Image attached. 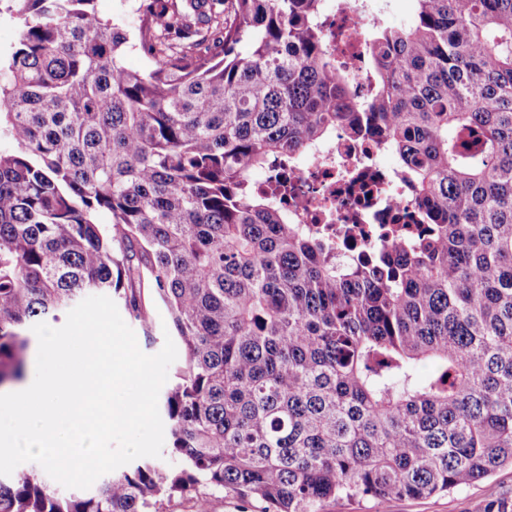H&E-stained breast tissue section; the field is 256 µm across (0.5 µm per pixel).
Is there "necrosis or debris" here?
<instances>
[{
  "mask_svg": "<svg viewBox=\"0 0 512 512\" xmlns=\"http://www.w3.org/2000/svg\"><path fill=\"white\" fill-rule=\"evenodd\" d=\"M380 21L376 12L348 8L333 0L324 15L329 41L353 78L358 99L371 93L368 34ZM370 140L337 127L329 140L275 161L259 173L258 187L275 194L291 223L327 237L340 261H351L369 245H390L394 223L413 224L416 207L399 170L381 161Z\"/></svg>",
  "mask_w": 512,
  "mask_h": 512,
  "instance_id": "obj_1",
  "label": "necrosis or debris"
}]
</instances>
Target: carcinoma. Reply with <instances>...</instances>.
Wrapping results in <instances>:
<instances>
[{
  "label": "carcinoma",
  "mask_w": 512,
  "mask_h": 512,
  "mask_svg": "<svg viewBox=\"0 0 512 512\" xmlns=\"http://www.w3.org/2000/svg\"><path fill=\"white\" fill-rule=\"evenodd\" d=\"M10 2L0 385L26 378L30 325L88 293L143 322L145 275L185 364L162 400L169 462L81 494L0 478V512H206L212 492L328 512L512 465V0H413L410 24L377 25L364 103L324 0H137L134 30L95 0ZM133 48L151 69L124 66ZM338 124L398 156L426 224L370 264L253 188Z\"/></svg>",
  "instance_id": "obj_1"
}]
</instances>
